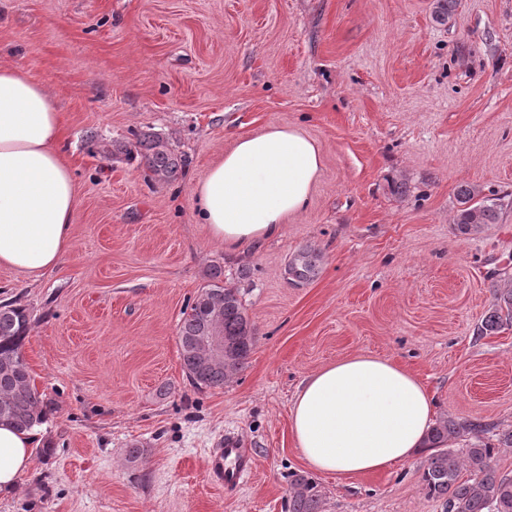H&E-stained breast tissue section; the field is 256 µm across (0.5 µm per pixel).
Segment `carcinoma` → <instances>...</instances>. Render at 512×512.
I'll return each mask as SVG.
<instances>
[{
  "label": "carcinoma",
  "instance_id": "cac0c4a2",
  "mask_svg": "<svg viewBox=\"0 0 512 512\" xmlns=\"http://www.w3.org/2000/svg\"><path fill=\"white\" fill-rule=\"evenodd\" d=\"M105 158H131L138 153L155 179L170 181L182 169L181 155L156 134L144 133L131 145L88 136ZM460 208L454 224L458 235L469 239L498 223L499 204L479 198V190L462 184L457 190ZM320 255L311 247L292 254L286 266L288 279L308 283L318 275ZM512 326V283L493 289V304L481 323V334L490 335ZM29 328L26 308L13 302L0 304V421L29 429L46 417L42 394L31 383L22 344ZM224 336V362L205 356L199 347L204 336ZM255 339L254 327L240 299L239 289L224 284V268H211L208 280L178 325V344L184 372L198 389L221 387L248 363ZM488 430L482 424L443 417L431 426L427 445L430 454L422 480L428 493L443 500L446 512H512V475L500 472L492 458L501 447H512V430L496 434L491 443L478 437ZM462 432L476 434L468 448L458 452L448 442ZM289 512H320V495L309 480H295Z\"/></svg>",
  "mask_w": 512,
  "mask_h": 512
}]
</instances>
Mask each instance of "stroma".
I'll return each mask as SVG.
<instances>
[{"mask_svg": "<svg viewBox=\"0 0 512 512\" xmlns=\"http://www.w3.org/2000/svg\"><path fill=\"white\" fill-rule=\"evenodd\" d=\"M0 0V63L49 89L79 190L72 248L38 282L0 267V303L47 404L42 445L0 512H288L297 477L321 512H445L426 453L352 478L309 471L290 434L300 382L343 358L415 374L437 416L512 428V327L481 336L512 276V0ZM301 129L323 167L275 241L231 256L198 221L192 183L236 138ZM154 133L188 159L173 182L86 138ZM406 181L398 196L389 184ZM497 223L454 231L457 189ZM320 251L296 286L289 256ZM255 328L223 386L187 380L178 324L211 266ZM251 269L239 283L240 267ZM256 468L232 491L206 461L227 436Z\"/></svg>", "mask_w": 512, "mask_h": 512, "instance_id": "1", "label": "stroma"}]
</instances>
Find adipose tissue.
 I'll return each instance as SVG.
<instances>
[{
    "mask_svg": "<svg viewBox=\"0 0 512 512\" xmlns=\"http://www.w3.org/2000/svg\"><path fill=\"white\" fill-rule=\"evenodd\" d=\"M64 143L48 88L0 64V267L33 282L72 246L79 194ZM321 168L312 139L272 126L239 137L190 196L211 238L234 252L279 238L288 217L308 208ZM434 412L414 375L394 361L354 355L299 385L290 431L310 470L348 478L421 451ZM40 442L38 429L0 422V499L15 493Z\"/></svg>",
    "mask_w": 512,
    "mask_h": 512,
    "instance_id": "1",
    "label": "adipose tissue"
}]
</instances>
